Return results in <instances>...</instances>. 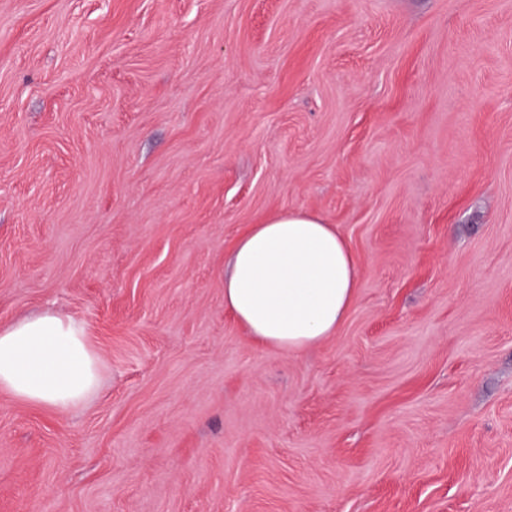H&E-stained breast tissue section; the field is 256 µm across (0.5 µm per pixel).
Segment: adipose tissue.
<instances>
[{"instance_id": "1", "label": "adipose tissue", "mask_w": 512, "mask_h": 512, "mask_svg": "<svg viewBox=\"0 0 512 512\" xmlns=\"http://www.w3.org/2000/svg\"><path fill=\"white\" fill-rule=\"evenodd\" d=\"M356 288V260L335 226L279 211L237 241L224 307L255 339L296 351L335 334ZM99 365L83 325L55 309L0 328V391L16 401L68 411L95 391Z\"/></svg>"}]
</instances>
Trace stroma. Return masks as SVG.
Returning <instances> with one entry per match:
<instances>
[{
  "label": "stroma",
  "instance_id": "stroma-1",
  "mask_svg": "<svg viewBox=\"0 0 512 512\" xmlns=\"http://www.w3.org/2000/svg\"><path fill=\"white\" fill-rule=\"evenodd\" d=\"M322 215L334 336L256 343L239 234ZM100 385L0 392V512H512V0H0V327ZM99 354L81 323L47 308L0 328V391L66 412L98 384Z\"/></svg>",
  "mask_w": 512,
  "mask_h": 512
}]
</instances>
